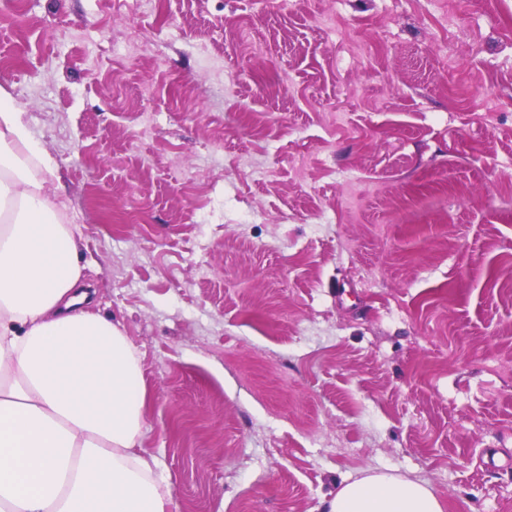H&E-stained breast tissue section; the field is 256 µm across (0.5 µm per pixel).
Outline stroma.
Masks as SVG:
<instances>
[{
    "mask_svg": "<svg viewBox=\"0 0 512 512\" xmlns=\"http://www.w3.org/2000/svg\"><path fill=\"white\" fill-rule=\"evenodd\" d=\"M0 87L179 512H512V0H26ZM426 484L383 471L341 484L325 512H444Z\"/></svg>",
    "mask_w": 512,
    "mask_h": 512,
    "instance_id": "1",
    "label": "stroma"
}]
</instances>
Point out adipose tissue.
Segmentation results:
<instances>
[{
  "label": "adipose tissue",
  "mask_w": 512,
  "mask_h": 512,
  "mask_svg": "<svg viewBox=\"0 0 512 512\" xmlns=\"http://www.w3.org/2000/svg\"><path fill=\"white\" fill-rule=\"evenodd\" d=\"M53 157L0 90V512H176L136 451L146 403L120 327L78 289L80 243ZM327 512H444L426 484L370 471Z\"/></svg>",
  "instance_id": "ef3b65f1"
}]
</instances>
